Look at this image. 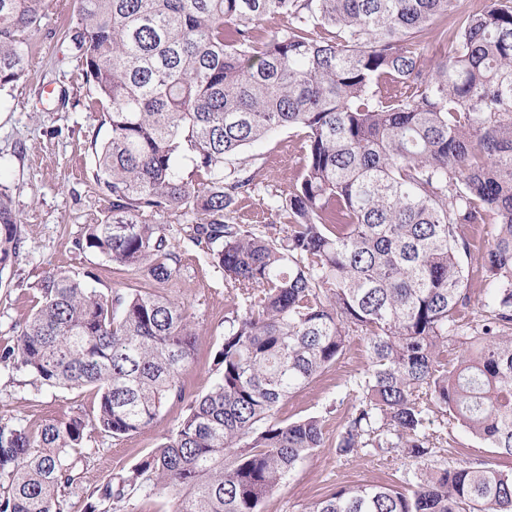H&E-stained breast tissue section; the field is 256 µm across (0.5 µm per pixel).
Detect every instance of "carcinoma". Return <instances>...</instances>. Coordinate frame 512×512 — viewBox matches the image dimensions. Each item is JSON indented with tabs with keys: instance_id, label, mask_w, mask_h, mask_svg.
Segmentation results:
<instances>
[{
	"instance_id": "carcinoma-1",
	"label": "carcinoma",
	"mask_w": 512,
	"mask_h": 512,
	"mask_svg": "<svg viewBox=\"0 0 512 512\" xmlns=\"http://www.w3.org/2000/svg\"><path fill=\"white\" fill-rule=\"evenodd\" d=\"M453 2L79 0L65 41L110 128L91 146L110 208L77 245L167 283L180 269L162 218L200 213L191 239L232 303L209 390L85 512L161 490L172 512H261L326 444L318 418L279 409L354 338L371 365L354 378L339 456L434 457L430 408L512 455V0L450 22ZM50 9L0 0V91L25 75ZM276 16L287 23L262 27ZM433 42L448 54L428 56ZM284 128L303 131L301 179L267 205L269 223L231 222L257 184L248 160H226ZM18 224L0 183V271L19 253ZM474 224L494 225L481 255L491 300L476 313L463 265ZM196 342L175 297L114 299L48 272L0 359L42 386L96 391L97 408L36 432L0 425V512H67L91 435L136 433L184 400ZM309 512H512V472L465 462L420 471L410 492L342 485Z\"/></svg>"
}]
</instances>
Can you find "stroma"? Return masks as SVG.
<instances>
[{"instance_id":"35a3bbf8","label":"stroma","mask_w":512,"mask_h":512,"mask_svg":"<svg viewBox=\"0 0 512 512\" xmlns=\"http://www.w3.org/2000/svg\"><path fill=\"white\" fill-rule=\"evenodd\" d=\"M42 19L31 38L25 75L0 92V184L10 189L18 214L22 244L16 258L0 270V350L13 346L20 327L32 313L36 287L52 270L76 274L92 272L91 286L103 292L128 295L160 290L183 302L199 336L193 361L182 372L189 396L208 391L213 359L224 339V315L229 298L223 271L211 263L189 237L198 214L180 212L164 219L167 232L178 246L177 280L157 283L129 273L103 256L79 249L77 241L88 225L97 223L110 206L92 179L91 144L104 140L110 130L101 114L90 108L82 67L62 47L60 38L75 0ZM260 169L258 191L243 199L232 215L238 224H265L267 203L288 191L304 165L301 135L283 129L246 151ZM362 343H353L344 358L296 393L280 410L281 417H319L327 443L306 458L265 502L263 512H309L311 504L330 489L346 484L392 483L413 480L415 464L396 454L376 456L363 451L350 458L338 456L334 443L351 405L350 381L367 368ZM97 400L93 391L60 390L40 385L24 370L0 362V424L37 430L46 421L74 416L92 417ZM183 403L164 404L154 421L138 433L112 438L93 435L86 443L87 464L81 485L70 500L71 512H84L86 495L105 479L148 453L174 430L183 418ZM429 432L444 444L432 465L461 460L492 463L512 471V457L487 448L456 423L431 420Z\"/></svg>"}]
</instances>
